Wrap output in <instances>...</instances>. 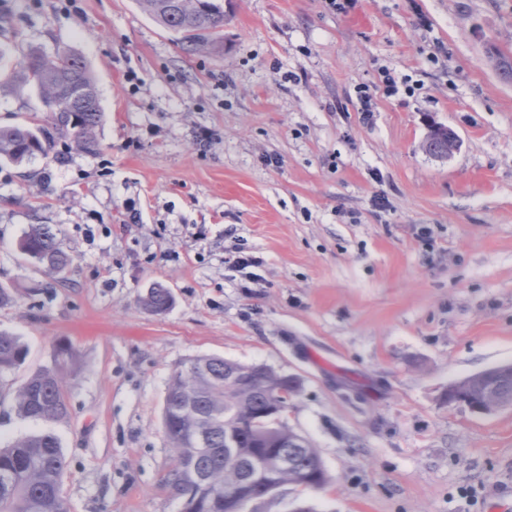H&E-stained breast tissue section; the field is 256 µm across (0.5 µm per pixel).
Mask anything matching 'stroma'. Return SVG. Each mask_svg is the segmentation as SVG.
Segmentation results:
<instances>
[{
  "instance_id": "stroma-1",
  "label": "stroma",
  "mask_w": 512,
  "mask_h": 512,
  "mask_svg": "<svg viewBox=\"0 0 512 512\" xmlns=\"http://www.w3.org/2000/svg\"><path fill=\"white\" fill-rule=\"evenodd\" d=\"M224 11L222 38L188 54L137 0H0V76L29 49L73 51L103 112L96 152L0 162V332L27 347L0 375V442L37 430L15 390L68 342L51 425L68 512H179L166 388L218 356L297 380L288 424L328 475L264 512H488L512 485V407L445 394L512 363V82L486 53H512V0ZM385 68L410 92L384 94ZM45 122L35 90L0 83V126ZM433 124L459 138L447 159L423 150ZM33 224L64 274L20 252ZM157 285L160 313L143 303Z\"/></svg>"
}]
</instances>
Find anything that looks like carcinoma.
<instances>
[{
    "label": "carcinoma",
    "mask_w": 512,
    "mask_h": 512,
    "mask_svg": "<svg viewBox=\"0 0 512 512\" xmlns=\"http://www.w3.org/2000/svg\"><path fill=\"white\" fill-rule=\"evenodd\" d=\"M164 29L179 35L192 52L224 31V7L217 0H138ZM9 80L34 88L50 112L47 126L0 127V161L20 164L53 152L59 139H71L84 151L98 149L95 129L102 117L95 81L82 58L70 50L55 59L37 50L23 56ZM429 155L448 157V131L433 126L425 141ZM29 259L61 273L70 264L56 234L47 225H33L19 242ZM168 289H151L145 305L167 308ZM26 348L15 336L0 332V375L19 367ZM73 361L70 347L59 344L54 365L29 376L16 390L17 415L51 423L68 415L64 373ZM297 391L295 381L262 364L245 365L222 357L201 356L186 362L169 380L163 413L164 432L174 459L162 482L180 500L179 512H232L224 503V487L239 485L248 462L256 456L288 458L280 473L283 486L311 480L321 488L327 475L321 459L301 435L270 423L281 394ZM448 400L487 409L496 401L512 402V363L497 365L453 383ZM233 433L234 461L224 456V439ZM67 461L59 436L48 429L0 447V512H68L62 496Z\"/></svg>",
    "instance_id": "obj_1"
}]
</instances>
